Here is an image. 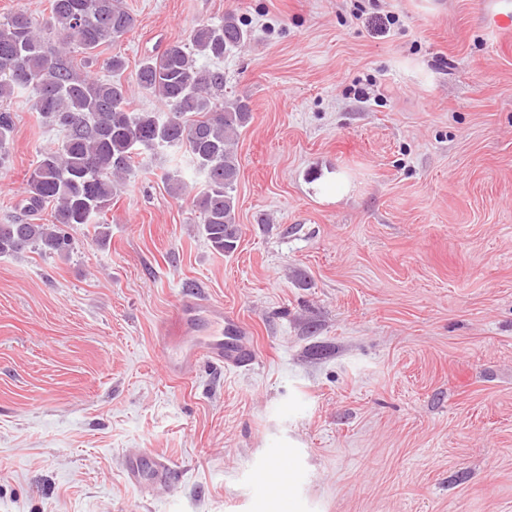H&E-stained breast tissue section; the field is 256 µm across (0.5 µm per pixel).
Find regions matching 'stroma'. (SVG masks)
<instances>
[{
    "label": "stroma",
    "mask_w": 512,
    "mask_h": 512,
    "mask_svg": "<svg viewBox=\"0 0 512 512\" xmlns=\"http://www.w3.org/2000/svg\"><path fill=\"white\" fill-rule=\"evenodd\" d=\"M128 70L235 12L216 60L248 100L240 238L197 232L203 177L145 154L69 255L0 257V512H512V0H123ZM0 167L25 219L61 147L28 92ZM187 185L173 197L165 182ZM238 314L258 363L175 378L156 346L187 294ZM170 460L162 497L126 457Z\"/></svg>",
    "instance_id": "obj_1"
}]
</instances>
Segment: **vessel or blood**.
Masks as SVG:
<instances>
[{
    "label": "vessel or blood",
    "mask_w": 512,
    "mask_h": 512,
    "mask_svg": "<svg viewBox=\"0 0 512 512\" xmlns=\"http://www.w3.org/2000/svg\"><path fill=\"white\" fill-rule=\"evenodd\" d=\"M158 344L164 367L173 376L202 363L245 368L256 362L249 331L240 317L202 299H182ZM171 472L170 461L150 451L130 454L124 467L129 483L154 494L167 489Z\"/></svg>",
    "instance_id": "1"
}]
</instances>
